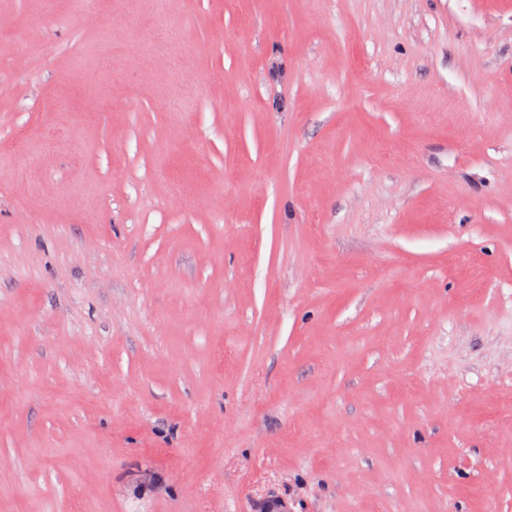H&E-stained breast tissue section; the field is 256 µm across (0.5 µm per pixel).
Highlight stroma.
<instances>
[{"mask_svg":"<svg viewBox=\"0 0 512 512\" xmlns=\"http://www.w3.org/2000/svg\"><path fill=\"white\" fill-rule=\"evenodd\" d=\"M67 9L0 0V512H512V0Z\"/></svg>","mask_w":512,"mask_h":512,"instance_id":"35a3bbf8","label":"stroma"}]
</instances>
